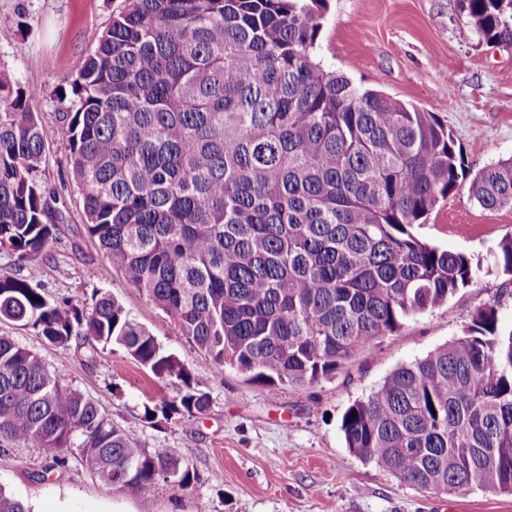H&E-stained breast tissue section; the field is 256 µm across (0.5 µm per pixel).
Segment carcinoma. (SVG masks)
I'll list each match as a JSON object with an SVG mask.
<instances>
[{"instance_id": "obj_1", "label": "carcinoma", "mask_w": 512, "mask_h": 512, "mask_svg": "<svg viewBox=\"0 0 512 512\" xmlns=\"http://www.w3.org/2000/svg\"><path fill=\"white\" fill-rule=\"evenodd\" d=\"M327 0H124L59 103L70 102L84 232L214 374L275 394L329 378L413 316L448 302L481 262L412 227L468 183L512 206V158L475 174L432 112L362 88L316 53ZM488 44L512 47V0H460ZM0 71V251L47 257L62 212L38 179L45 133ZM492 258L512 283V237ZM0 321L44 342L124 352L184 391L143 407L152 426L205 414L209 394L111 293L55 300L0 273ZM347 448L419 490L512 494V329L493 305L455 340L395 369L342 417ZM0 447L79 451L103 488L150 500L196 472L145 449L99 400L0 335Z\"/></svg>"}]
</instances>
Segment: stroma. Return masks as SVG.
Returning a JSON list of instances; mask_svg holds the SVG:
<instances>
[{
  "mask_svg": "<svg viewBox=\"0 0 512 512\" xmlns=\"http://www.w3.org/2000/svg\"><path fill=\"white\" fill-rule=\"evenodd\" d=\"M122 6L123 0H0V71L37 93L32 107L45 132L39 177L66 216L50 260L29 262L21 274L55 299L85 300L95 289L108 290L191 369L210 408L197 418L150 426L141 419L144 405L175 397L180 382L157 379L120 351L94 356L80 341L55 347L35 329L9 322H0V334L37 353L63 383L98 398L109 418L135 430L149 451L189 465L198 480L186 491L159 483L145 502L128 491L107 493L77 452L53 469L48 449L0 448V490L39 512H435L441 494L403 485L349 451L342 416L394 369L458 337L479 308L495 305L500 327H512V293L488 262L500 241L512 237V206L483 209L464 189L441 202L415 234L484 258L480 278L332 377L273 397L235 370L213 375L210 360L172 336L167 316L80 231L82 197L57 94L78 75ZM318 54L326 69L354 84L437 114L470 171L512 157V47L480 43L459 0H328Z\"/></svg>",
  "mask_w": 512,
  "mask_h": 512,
  "instance_id": "35a3bbf8",
  "label": "stroma"
}]
</instances>
